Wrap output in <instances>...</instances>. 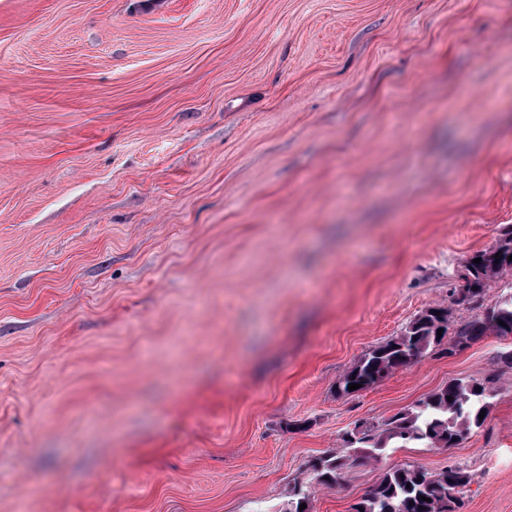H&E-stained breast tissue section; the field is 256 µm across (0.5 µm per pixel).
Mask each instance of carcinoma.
Wrapping results in <instances>:
<instances>
[{
    "label": "carcinoma",
    "mask_w": 512,
    "mask_h": 512,
    "mask_svg": "<svg viewBox=\"0 0 512 512\" xmlns=\"http://www.w3.org/2000/svg\"><path fill=\"white\" fill-rule=\"evenodd\" d=\"M490 247L473 253L466 261L462 279L481 285L474 293L473 303L482 301L485 291L500 278L512 274V231H507ZM481 262L476 264L474 259ZM449 309L431 306L413 319L404 331L360 357L339 378L336 391L349 395L348 385H362L366 390L391 377L399 368L417 360L429 350L448 345V352L463 349L474 340L487 335H512V295L494 307L458 326L448 335ZM443 330L437 336V330ZM488 379H453L430 393L414 406L392 416L381 425L358 424L342 438V448L318 457L311 464L312 482L332 487L340 470L346 465L361 464L386 448L414 446L439 450L450 448L465 436L481 428L483 410H489ZM470 475L460 466L440 471L418 466L386 471L354 507L353 512H457ZM309 496L297 484L291 490L281 512H308L299 509Z\"/></svg>",
    "instance_id": "carcinoma-1"
}]
</instances>
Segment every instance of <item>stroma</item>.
Segmentation results:
<instances>
[{"mask_svg":"<svg viewBox=\"0 0 512 512\" xmlns=\"http://www.w3.org/2000/svg\"><path fill=\"white\" fill-rule=\"evenodd\" d=\"M512 228V0H0V512H281L310 462L453 379L512 512V337L336 383Z\"/></svg>","mask_w":512,"mask_h":512,"instance_id":"35a3bbf8","label":"stroma"}]
</instances>
